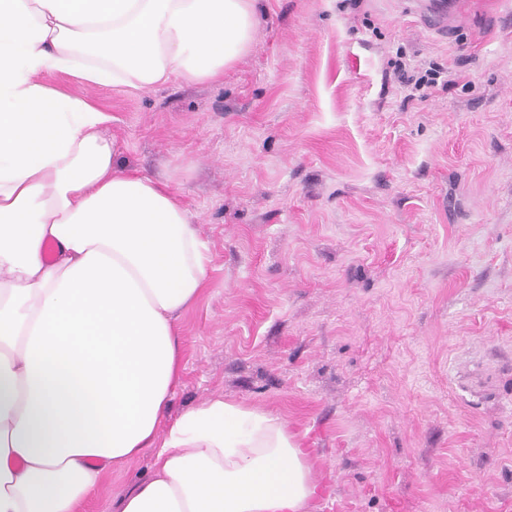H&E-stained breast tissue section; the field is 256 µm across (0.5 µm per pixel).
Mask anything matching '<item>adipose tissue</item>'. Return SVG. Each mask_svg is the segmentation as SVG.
Instances as JSON below:
<instances>
[{"instance_id": "ef3b65f1", "label": "adipose tissue", "mask_w": 512, "mask_h": 512, "mask_svg": "<svg viewBox=\"0 0 512 512\" xmlns=\"http://www.w3.org/2000/svg\"><path fill=\"white\" fill-rule=\"evenodd\" d=\"M256 24V0H0V512H79L107 464L147 449L153 472L116 512L316 497L308 451L269 412L216 396L162 428L208 247L168 183L116 163L108 115L42 81L218 82Z\"/></svg>"}]
</instances>
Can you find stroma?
I'll list each match as a JSON object with an SVG mask.
<instances>
[{"instance_id":"stroma-1","label":"stroma","mask_w":512,"mask_h":512,"mask_svg":"<svg viewBox=\"0 0 512 512\" xmlns=\"http://www.w3.org/2000/svg\"><path fill=\"white\" fill-rule=\"evenodd\" d=\"M259 0L218 83L48 86L93 101L128 170L208 242L170 418L213 395L282 417L310 512H512V0ZM407 70L452 71L410 97ZM109 466L110 512L153 466Z\"/></svg>"}]
</instances>
